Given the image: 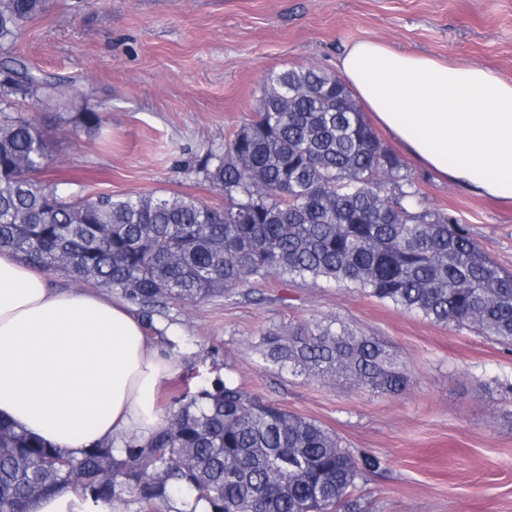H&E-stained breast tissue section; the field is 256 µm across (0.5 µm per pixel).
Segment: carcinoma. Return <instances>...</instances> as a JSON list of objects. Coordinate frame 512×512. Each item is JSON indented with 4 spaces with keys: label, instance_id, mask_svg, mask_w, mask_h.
Masks as SVG:
<instances>
[{
    "label": "carcinoma",
    "instance_id": "1",
    "mask_svg": "<svg viewBox=\"0 0 512 512\" xmlns=\"http://www.w3.org/2000/svg\"><path fill=\"white\" fill-rule=\"evenodd\" d=\"M42 8L0 0L1 52ZM53 87L17 56L0 63V249L20 261L114 291L149 323L169 302L289 277L347 286L512 346V273L426 206L338 77L315 66L268 75L252 119L200 167L224 192L222 207L178 193L97 200L41 178L49 144L15 100ZM258 350L294 376L392 394L409 384L395 352L335 319L266 331ZM379 466L317 421L224 380L174 396L165 426L144 443L66 451L0 422V512H32L68 490L136 512H186L191 501L209 512H361L351 493Z\"/></svg>",
    "mask_w": 512,
    "mask_h": 512
}]
</instances>
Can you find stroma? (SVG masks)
Instances as JSON below:
<instances>
[{"label": "stroma", "mask_w": 512, "mask_h": 512, "mask_svg": "<svg viewBox=\"0 0 512 512\" xmlns=\"http://www.w3.org/2000/svg\"><path fill=\"white\" fill-rule=\"evenodd\" d=\"M363 39L512 79V0H45L13 52L57 86L19 109L49 141L46 178L68 192H174L220 206L199 168L250 120L264 79L302 65L337 74ZM82 112L99 115L98 132L75 127ZM404 163L427 205L512 271V200ZM334 318L399 353L403 393L293 376L261 358L263 331ZM145 334L177 365L161 402L230 379L320 422L354 456L377 457L354 493L363 512H512V350L494 341L351 288L276 278L168 304Z\"/></svg>", "instance_id": "stroma-1"}]
</instances>
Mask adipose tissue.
<instances>
[{"label":"adipose tissue","instance_id":"obj_1","mask_svg":"<svg viewBox=\"0 0 512 512\" xmlns=\"http://www.w3.org/2000/svg\"><path fill=\"white\" fill-rule=\"evenodd\" d=\"M344 82L423 167L480 196L512 199V80L375 40L349 45ZM175 363L124 303L57 290L0 250V420L59 448L147 440L165 424Z\"/></svg>","mask_w":512,"mask_h":512}]
</instances>
